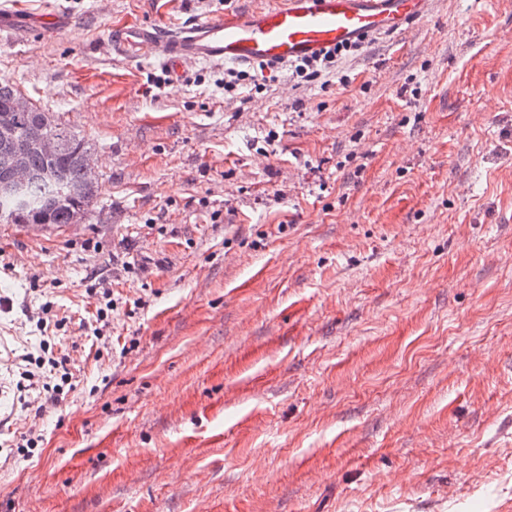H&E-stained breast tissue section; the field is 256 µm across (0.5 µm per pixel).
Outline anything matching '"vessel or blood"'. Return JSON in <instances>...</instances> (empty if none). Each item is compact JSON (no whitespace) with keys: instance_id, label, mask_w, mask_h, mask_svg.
I'll return each mask as SVG.
<instances>
[{"instance_id":"1","label":"vessel or blood","mask_w":512,"mask_h":512,"mask_svg":"<svg viewBox=\"0 0 512 512\" xmlns=\"http://www.w3.org/2000/svg\"><path fill=\"white\" fill-rule=\"evenodd\" d=\"M434 0H278L243 15L165 28L140 23L116 30L113 53L154 60L174 80L186 63L282 64L364 36L394 33L427 15Z\"/></svg>"}]
</instances>
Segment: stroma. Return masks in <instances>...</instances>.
Here are the masks:
<instances>
[{
  "label": "stroma",
  "instance_id": "35a3bbf8",
  "mask_svg": "<svg viewBox=\"0 0 512 512\" xmlns=\"http://www.w3.org/2000/svg\"><path fill=\"white\" fill-rule=\"evenodd\" d=\"M274 3L0 0V77L102 185L79 223L0 224V512L512 506V0L231 99L223 66L158 89L110 48ZM45 347L53 404L18 386Z\"/></svg>",
  "mask_w": 512,
  "mask_h": 512
}]
</instances>
